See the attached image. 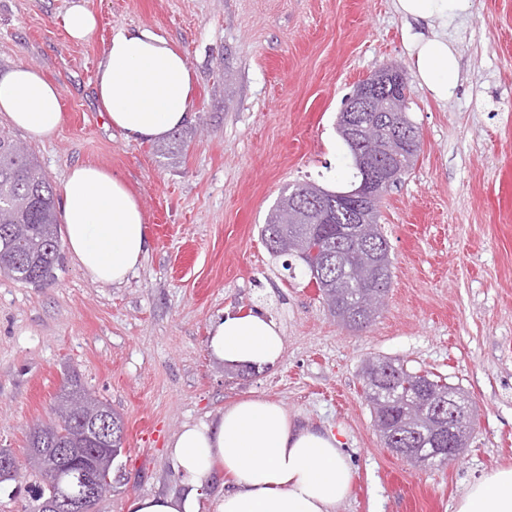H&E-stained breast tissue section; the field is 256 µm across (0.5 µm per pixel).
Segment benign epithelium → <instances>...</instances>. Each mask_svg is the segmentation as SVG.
Wrapping results in <instances>:
<instances>
[{
  "instance_id": "1",
  "label": "benign epithelium",
  "mask_w": 512,
  "mask_h": 512,
  "mask_svg": "<svg viewBox=\"0 0 512 512\" xmlns=\"http://www.w3.org/2000/svg\"><path fill=\"white\" fill-rule=\"evenodd\" d=\"M407 84L401 69L384 67L361 80L353 94L346 100L340 113V122L345 137L360 146L367 142L372 147L386 149L394 143L404 146L414 140V127L404 119L394 116L388 105L390 98L403 90ZM355 165L361 173L358 187L344 196L336 198V207H346L352 213L353 223L360 224L368 218L382 198L384 191L396 183L397 175L392 170L379 167L375 155L357 150ZM385 294L371 293L361 302L364 316L375 318L382 306ZM61 414L72 420L88 418V430L83 437L98 446L95 451L93 473L87 475V491L84 499H68L52 496L35 505L39 512H86V499L105 496L112 491L109 479L100 478L104 470L113 465L115 458L123 452L112 448V411L98 405L97 398L81 392L61 406ZM471 414L469 397L454 388L448 389V424L434 442V449L427 454H417L412 448L398 449L399 456L408 463L444 465L459 455L471 436L472 427L466 424ZM48 456L41 448L28 449L25 464L40 465L47 469L66 464L78 465L67 448H53ZM15 454L0 449V479L19 480L21 464Z\"/></svg>"
}]
</instances>
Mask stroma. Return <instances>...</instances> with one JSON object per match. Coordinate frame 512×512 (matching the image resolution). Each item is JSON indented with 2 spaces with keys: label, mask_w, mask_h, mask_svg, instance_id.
<instances>
[{
  "label": "stroma",
  "mask_w": 512,
  "mask_h": 512,
  "mask_svg": "<svg viewBox=\"0 0 512 512\" xmlns=\"http://www.w3.org/2000/svg\"><path fill=\"white\" fill-rule=\"evenodd\" d=\"M72 0H0V73L17 62L61 92L63 122L40 143L0 119L62 188L72 166L124 181L149 227V251L121 286L92 282L63 255L53 284L0 278V448L26 454L28 425L47 416L60 382L85 389L125 424L122 478L99 512L179 491L167 444L183 424L262 395L311 423L342 429L355 469L336 512H455L464 487L512 466V0H469L441 32L461 79L435 99L416 75L410 36L426 31L395 0H86L99 25L70 40ZM148 27L188 59L193 117L168 154L110 126L96 73L114 31ZM398 65L421 151L383 196L392 286L354 331L329 315L301 264L286 268L260 235L281 190L344 185L351 160L335 122L357 83ZM280 326L275 366L236 374L208 351L224 313ZM400 358L466 392L478 410L460 456L407 463L381 441L361 369ZM155 422L151 438L136 424Z\"/></svg>",
  "instance_id": "1"
}]
</instances>
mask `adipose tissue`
Returning a JSON list of instances; mask_svg holds the SVG:
<instances>
[{
  "instance_id": "adipose-tissue-1",
  "label": "adipose tissue",
  "mask_w": 512,
  "mask_h": 512,
  "mask_svg": "<svg viewBox=\"0 0 512 512\" xmlns=\"http://www.w3.org/2000/svg\"><path fill=\"white\" fill-rule=\"evenodd\" d=\"M421 85L448 99L460 80L456 49L439 34L413 37ZM97 98L127 139L163 138L191 116L186 57L152 29L118 30L96 75ZM59 88L26 64L0 75V117L33 140L51 139L62 123ZM61 212L65 245L93 282L121 285L147 254L150 232L126 184L92 165L70 169ZM212 356L234 367L276 364L284 351L278 325L262 313H228L212 326ZM177 493L132 499L128 512H204L202 491L224 476L214 512H336L352 493L354 468L340 432L299 423L277 401L248 396L212 422L184 424L168 443ZM456 512H512V467L470 483Z\"/></svg>"
}]
</instances>
